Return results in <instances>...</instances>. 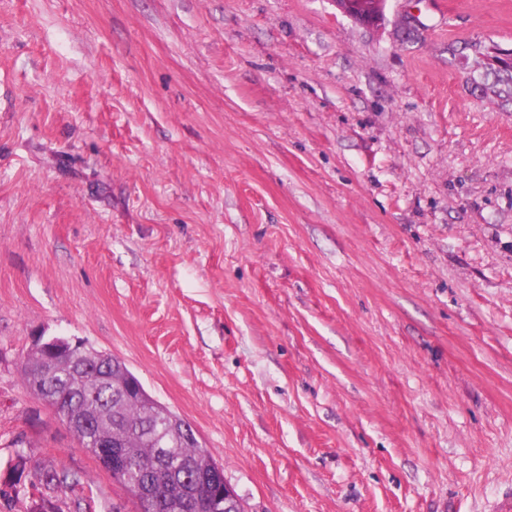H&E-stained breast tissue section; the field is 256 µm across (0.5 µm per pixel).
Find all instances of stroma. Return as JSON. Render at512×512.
<instances>
[{"mask_svg": "<svg viewBox=\"0 0 512 512\" xmlns=\"http://www.w3.org/2000/svg\"><path fill=\"white\" fill-rule=\"evenodd\" d=\"M512 0H0L7 461L133 499L25 385L105 351L245 512L512 491ZM35 349H44L48 356L46 357V361L52 363L51 365L54 367L56 361V356L61 352L67 350V352L77 350H84L85 356L94 359V354H90L85 348L84 345L80 343H72L69 339L59 336H53L50 338H44L40 336L35 344Z\"/></svg>", "mask_w": 512, "mask_h": 512, "instance_id": "35a3bbf8", "label": "stroma"}]
</instances>
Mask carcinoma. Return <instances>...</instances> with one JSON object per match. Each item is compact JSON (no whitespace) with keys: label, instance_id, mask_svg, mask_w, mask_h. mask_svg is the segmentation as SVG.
<instances>
[{"label":"carcinoma","instance_id":"carcinoma-1","mask_svg":"<svg viewBox=\"0 0 512 512\" xmlns=\"http://www.w3.org/2000/svg\"><path fill=\"white\" fill-rule=\"evenodd\" d=\"M65 361L41 376L42 357L29 356L23 371L27 387L57 410L94 458L102 459L109 444L131 452L136 468L127 472L122 485L148 480L155 493L152 502L137 506V512H183L180 499L185 489V468L198 460L208 467L214 465L191 425L157 404L144 390L130 399L115 389L112 379L126 383L134 378L116 357L105 354L92 361L86 381L75 389L66 380L71 358ZM78 484L76 474L52 466L43 467L36 480L30 482L43 502L55 490Z\"/></svg>","mask_w":512,"mask_h":512}]
</instances>
